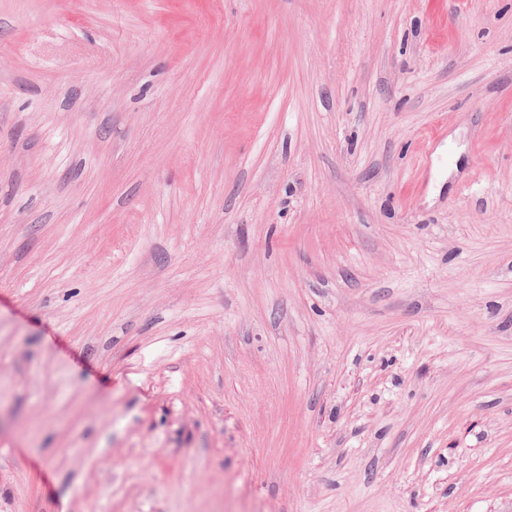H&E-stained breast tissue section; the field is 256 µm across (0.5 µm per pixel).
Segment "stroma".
Segmentation results:
<instances>
[{
    "label": "stroma",
    "instance_id": "1",
    "mask_svg": "<svg viewBox=\"0 0 512 512\" xmlns=\"http://www.w3.org/2000/svg\"><path fill=\"white\" fill-rule=\"evenodd\" d=\"M0 512H512V0H0Z\"/></svg>",
    "mask_w": 512,
    "mask_h": 512
}]
</instances>
